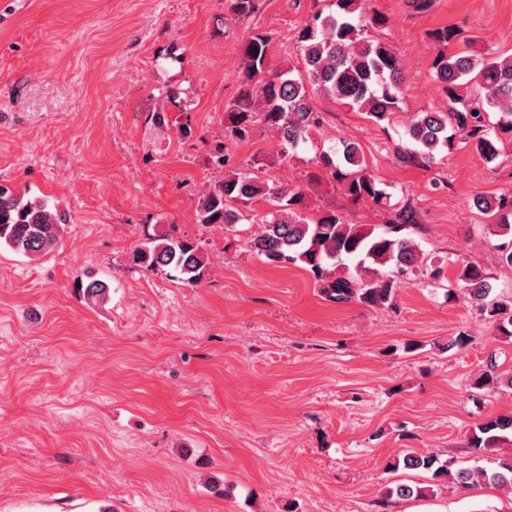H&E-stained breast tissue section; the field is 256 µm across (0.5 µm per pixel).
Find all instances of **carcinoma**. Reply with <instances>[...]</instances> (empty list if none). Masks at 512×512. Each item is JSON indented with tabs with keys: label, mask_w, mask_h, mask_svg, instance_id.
<instances>
[{
	"label": "carcinoma",
	"mask_w": 512,
	"mask_h": 512,
	"mask_svg": "<svg viewBox=\"0 0 512 512\" xmlns=\"http://www.w3.org/2000/svg\"><path fill=\"white\" fill-rule=\"evenodd\" d=\"M335 9L312 16L298 36L303 69L293 66L279 72L265 69L268 40L262 34L247 38L242 50L238 96L228 107L232 137L243 138L256 122L272 128L284 146L294 149L321 127L323 116L312 101L317 92L362 112L374 123H389L400 110L404 82L399 58L392 48L367 36L381 23L366 8V0H333ZM438 47L432 76L448 99V111L417 113L405 125V138L393 149L403 166L434 164L438 155L461 142L488 163L498 157L494 137L512 135V55H483L449 51L460 39L454 27L431 32ZM498 114L486 125L489 113ZM316 164L356 200L376 204L389 198L379 180L368 171L359 144L340 140L316 156ZM267 198L274 210L266 213L263 230L248 247L270 264H293L310 272L326 299L335 303L357 302L367 307L390 308L398 289L418 270L422 251L411 238L416 215L409 206L394 212L389 224H347L334 211L316 219L303 217L296 208L301 193L269 182L262 174L233 173L216 184L197 207L198 223L219 224L231 230L242 217L240 207ZM472 205L492 219L488 233L496 240L502 264L512 267V196L491 198L477 194ZM67 214L44 198L16 196L0 187V246L37 260L52 252L60 238ZM135 260L151 268H168L184 283H198L206 270L202 243L164 231L134 250ZM457 281L465 297L476 303L499 339L512 341V299L491 297L490 277L471 262L458 264ZM512 387V373L499 371L495 357L470 387L477 400L489 386ZM512 446V413L492 416L472 429L469 446L493 452ZM404 465L432 472V479L468 489L480 485L512 492V461L496 469L482 467L452 470L448 462L431 453L403 457ZM433 486L396 484L383 492L385 500L421 499Z\"/></svg>",
	"instance_id": "carcinoma-1"
}]
</instances>
